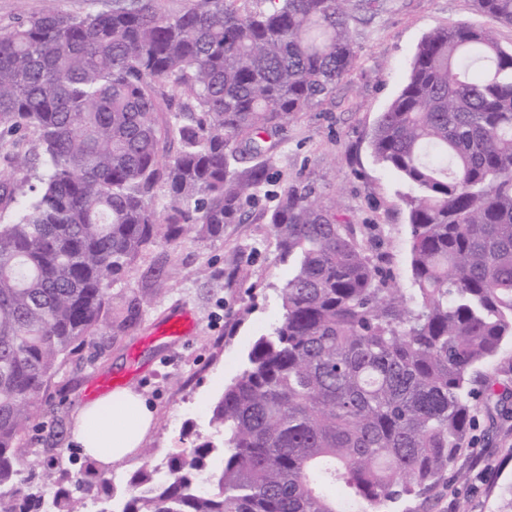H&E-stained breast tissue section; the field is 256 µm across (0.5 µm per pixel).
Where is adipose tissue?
<instances>
[{"label":"adipose tissue","instance_id":"obj_1","mask_svg":"<svg viewBox=\"0 0 512 512\" xmlns=\"http://www.w3.org/2000/svg\"><path fill=\"white\" fill-rule=\"evenodd\" d=\"M153 423L154 413L139 394L116 390L81 407L72 437L107 470L140 451Z\"/></svg>","mask_w":512,"mask_h":512}]
</instances>
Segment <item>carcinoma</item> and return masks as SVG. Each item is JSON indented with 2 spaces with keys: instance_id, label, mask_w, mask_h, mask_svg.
<instances>
[{
  "instance_id": "1",
  "label": "carcinoma",
  "mask_w": 512,
  "mask_h": 512,
  "mask_svg": "<svg viewBox=\"0 0 512 512\" xmlns=\"http://www.w3.org/2000/svg\"><path fill=\"white\" fill-rule=\"evenodd\" d=\"M112 0L0 31V512H383L427 494L473 424L474 372L512 342V0L431 29L370 146L410 186L412 287H391L336 204L270 188L278 132L353 69L365 0ZM181 104L158 127L169 92ZM178 150L158 161L159 144ZM165 189L167 217L152 206ZM260 191L293 273L282 320L212 406V436L91 496L17 476L32 409L92 344L111 280L150 244L215 237Z\"/></svg>"
}]
</instances>
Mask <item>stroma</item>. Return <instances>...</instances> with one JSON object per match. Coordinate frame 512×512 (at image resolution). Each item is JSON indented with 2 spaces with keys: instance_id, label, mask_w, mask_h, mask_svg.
Returning a JSON list of instances; mask_svg holds the SVG:
<instances>
[{
  "instance_id": "obj_1",
  "label": "stroma",
  "mask_w": 512,
  "mask_h": 512,
  "mask_svg": "<svg viewBox=\"0 0 512 512\" xmlns=\"http://www.w3.org/2000/svg\"><path fill=\"white\" fill-rule=\"evenodd\" d=\"M105 0H0V30L48 5L71 14L102 10ZM467 22L487 25L474 0H382L374 16L352 25L358 57L350 75L322 110L303 112L281 133L268 169L278 187L312 185L337 201L359 239L382 255L390 283L411 285L403 179L374 157L370 138L377 119L399 94L414 51L432 28ZM274 206L257 196L243 222L225 225L215 238L190 233L175 243L157 241L110 285L95 342L71 357L48 384L45 398L62 404L52 424L42 407L23 438L22 478L40 474L47 460L75 472L86 457L71 438L79 408L93 387L113 377L135 390L155 411L156 427L138 455L112 468L121 480L146 463L190 447L208 434L210 408L244 369L254 342L281 320L279 290L291 274L267 222ZM139 303L137 320L117 313ZM187 313L195 325L176 341L155 338L168 316ZM475 421L443 481L428 495L398 504V512H512V418L506 404L476 397Z\"/></svg>"
}]
</instances>
